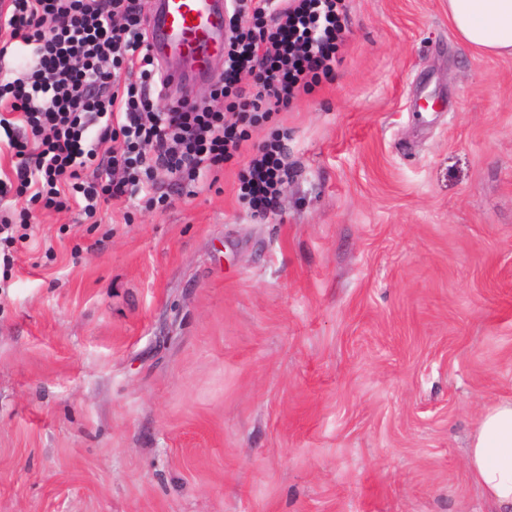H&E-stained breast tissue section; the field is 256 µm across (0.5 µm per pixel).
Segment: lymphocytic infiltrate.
Returning a JSON list of instances; mask_svg holds the SVG:
<instances>
[{
    "instance_id": "obj_1",
    "label": "lymphocytic infiltrate",
    "mask_w": 512,
    "mask_h": 512,
    "mask_svg": "<svg viewBox=\"0 0 512 512\" xmlns=\"http://www.w3.org/2000/svg\"><path fill=\"white\" fill-rule=\"evenodd\" d=\"M346 0H230L224 70L209 98H167L150 50L144 0H6L0 6V156L12 175L0 197L47 210L103 205L150 192L176 195L241 155L250 125L287 110L332 75ZM107 161H99L100 152ZM279 140L254 146L241 196L275 211L291 176Z\"/></svg>"
}]
</instances>
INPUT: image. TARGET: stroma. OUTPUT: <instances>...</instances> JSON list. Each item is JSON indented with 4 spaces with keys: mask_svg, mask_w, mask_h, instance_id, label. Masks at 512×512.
<instances>
[{
    "mask_svg": "<svg viewBox=\"0 0 512 512\" xmlns=\"http://www.w3.org/2000/svg\"><path fill=\"white\" fill-rule=\"evenodd\" d=\"M276 212L31 209L0 267V512H493L512 398V57L448 0H349ZM467 466L495 512L512 511V400L486 407L471 432Z\"/></svg>",
    "mask_w": 512,
    "mask_h": 512,
    "instance_id": "35a3bbf8",
    "label": "stroma"
}]
</instances>
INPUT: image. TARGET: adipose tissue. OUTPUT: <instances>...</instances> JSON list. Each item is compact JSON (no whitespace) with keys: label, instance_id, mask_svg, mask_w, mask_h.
Wrapping results in <instances>:
<instances>
[{"label":"adipose tissue","instance_id":"1","mask_svg":"<svg viewBox=\"0 0 512 512\" xmlns=\"http://www.w3.org/2000/svg\"><path fill=\"white\" fill-rule=\"evenodd\" d=\"M448 21L474 49L512 56V0H448ZM467 466L496 512H512V400L482 411L470 435Z\"/></svg>","mask_w":512,"mask_h":512}]
</instances>
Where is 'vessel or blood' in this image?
Listing matches in <instances>:
<instances>
[{
	"instance_id": "b4317fda",
	"label": "vessel or blood",
	"mask_w": 512,
	"mask_h": 512,
	"mask_svg": "<svg viewBox=\"0 0 512 512\" xmlns=\"http://www.w3.org/2000/svg\"><path fill=\"white\" fill-rule=\"evenodd\" d=\"M224 0H157L153 15L152 46L159 59L177 56L189 69L171 67L173 87L186 89L209 76L224 43Z\"/></svg>"
}]
</instances>
